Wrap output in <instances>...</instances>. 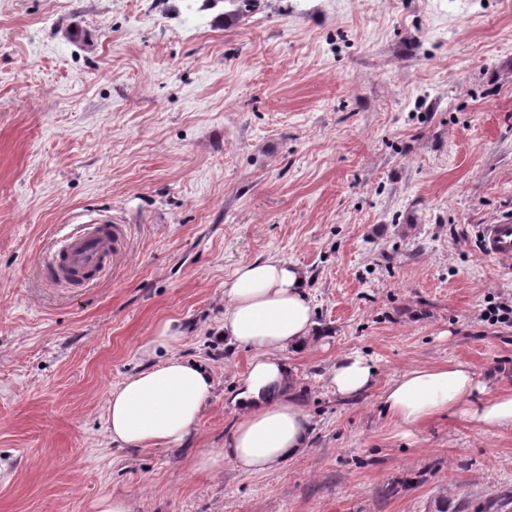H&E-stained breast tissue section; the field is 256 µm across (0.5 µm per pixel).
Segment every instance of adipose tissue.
Here are the masks:
<instances>
[{"label": "adipose tissue", "instance_id": "adipose-tissue-1", "mask_svg": "<svg viewBox=\"0 0 512 512\" xmlns=\"http://www.w3.org/2000/svg\"><path fill=\"white\" fill-rule=\"evenodd\" d=\"M304 272L277 258L243 263L224 285V338L254 358L234 397L235 425L223 448L201 450L193 469L211 474L232 463L249 474L274 471L308 443L309 418L288 393L284 355L305 349L321 336L303 284ZM183 333L174 321L159 323L141 347L152 365L108 393L107 425L113 443L129 448L180 446L193 432L214 382L200 364L177 352ZM375 379L371 360L357 352L341 356L330 384L353 397ZM382 406L397 425L413 430L430 418L461 411L486 428L512 429V392L486 394L472 367L463 362L417 366L384 390Z\"/></svg>", "mask_w": 512, "mask_h": 512}]
</instances>
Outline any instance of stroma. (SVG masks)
<instances>
[{
	"label": "stroma",
	"instance_id": "35a3bbf8",
	"mask_svg": "<svg viewBox=\"0 0 512 512\" xmlns=\"http://www.w3.org/2000/svg\"><path fill=\"white\" fill-rule=\"evenodd\" d=\"M512 0H0V512H448L512 496V430L460 414L404 435L381 406L416 366L512 391ZM122 225L111 266L62 288L40 257ZM276 257L327 335L286 355L311 422L279 470L194 472L236 420L253 354L223 337L224 284ZM214 391L176 448H124L108 391L158 322ZM359 352L374 384L336 395ZM481 242L486 254L512 261V219L483 225ZM372 361L357 352L336 359L330 371V384L336 395L353 397L369 388L375 379Z\"/></svg>",
	"mask_w": 512,
	"mask_h": 512
}]
</instances>
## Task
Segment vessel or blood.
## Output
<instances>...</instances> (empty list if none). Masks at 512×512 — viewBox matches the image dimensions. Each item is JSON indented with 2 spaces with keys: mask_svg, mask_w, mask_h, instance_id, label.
Returning a JSON list of instances; mask_svg holds the SVG:
<instances>
[{
  "mask_svg": "<svg viewBox=\"0 0 512 512\" xmlns=\"http://www.w3.org/2000/svg\"><path fill=\"white\" fill-rule=\"evenodd\" d=\"M118 229L109 224L91 223L67 237L44 266L48 279L68 288L90 284L115 254ZM482 247L486 254L512 261V219L482 228Z\"/></svg>",
  "mask_w": 512,
  "mask_h": 512,
  "instance_id": "obj_1",
  "label": "vessel or blood"
}]
</instances>
